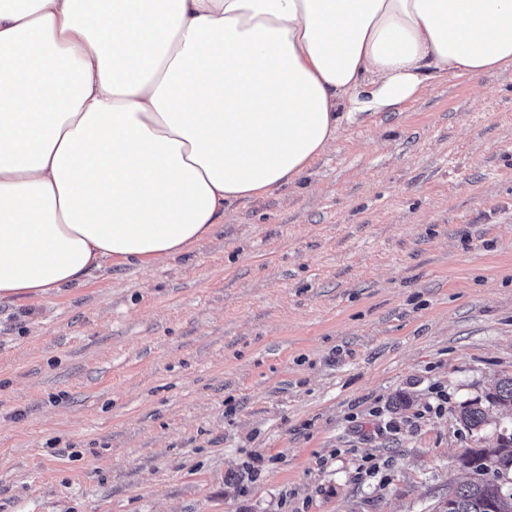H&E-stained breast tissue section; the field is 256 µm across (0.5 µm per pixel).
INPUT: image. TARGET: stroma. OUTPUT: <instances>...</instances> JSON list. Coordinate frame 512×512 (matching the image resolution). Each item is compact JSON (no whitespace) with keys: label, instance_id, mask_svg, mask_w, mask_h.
<instances>
[{"label":"stroma","instance_id":"1","mask_svg":"<svg viewBox=\"0 0 512 512\" xmlns=\"http://www.w3.org/2000/svg\"><path fill=\"white\" fill-rule=\"evenodd\" d=\"M512 67L351 127L192 254L0 304V512H435L512 413ZM459 420L470 433H479L487 423V411L479 400L464 404Z\"/></svg>","mask_w":512,"mask_h":512}]
</instances>
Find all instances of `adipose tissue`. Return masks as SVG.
<instances>
[{
  "label": "adipose tissue",
  "mask_w": 512,
  "mask_h": 512,
  "mask_svg": "<svg viewBox=\"0 0 512 512\" xmlns=\"http://www.w3.org/2000/svg\"><path fill=\"white\" fill-rule=\"evenodd\" d=\"M512 66V0H0V301L189 254L346 129Z\"/></svg>",
  "instance_id": "ef3b65f1"
}]
</instances>
